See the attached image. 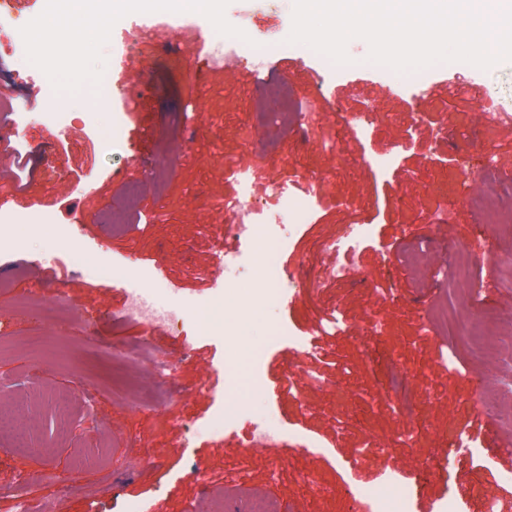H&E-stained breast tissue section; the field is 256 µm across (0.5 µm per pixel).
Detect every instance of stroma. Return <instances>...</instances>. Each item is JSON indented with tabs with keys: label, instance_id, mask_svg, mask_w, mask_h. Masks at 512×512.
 <instances>
[{
	"label": "stroma",
	"instance_id": "obj_1",
	"mask_svg": "<svg viewBox=\"0 0 512 512\" xmlns=\"http://www.w3.org/2000/svg\"><path fill=\"white\" fill-rule=\"evenodd\" d=\"M216 8L241 57L230 69L212 63L213 40L194 48L181 38L184 26L207 31L202 11L145 10L166 29L175 65L121 39L78 57L72 31L62 30L58 68L110 91L106 125L117 136L109 147L102 135L62 137L43 124L14 135V112L53 110L58 89L18 78L8 47L19 36L0 31V197L12 213L42 219L0 226V405L28 399L21 416L34 441L20 453L0 438V512H13L7 491L22 477L29 497L56 501L59 512H210L219 496L231 512H248L256 495L276 512H346L349 488L376 486L388 473L414 483L427 458L437 467L412 512H439L451 497L462 512L512 499V127L486 114L473 122L468 93L476 86L493 101L512 99V61L489 70L447 63L418 77L337 69L288 43V0ZM443 78L449 91L431 92ZM270 79L312 102L305 134L271 121L256 127ZM466 151L488 168L461 198L455 159ZM310 174L322 184L309 187ZM273 180L313 201L281 265L320 274L321 244L345 224L372 225L373 237L351 281L289 290L228 333L224 301L262 286L267 250L226 240L234 216L224 203L248 190L280 210L267 190ZM442 202L448 227L436 223ZM119 208L137 221L125 233L106 222ZM477 232L495 256L469 260L471 277L489 283L473 295L442 270ZM222 248L238 250L239 278L217 267ZM378 284L387 293H376ZM133 290L158 310L183 309L182 324L128 319ZM32 291L46 311L66 297L69 320L46 323L21 307ZM201 305L215 317L203 331L193 321ZM482 315L497 341L490 355L456 339L461 321ZM329 317L337 333L321 331ZM259 344L262 380L228 401L230 362ZM115 352L155 401L113 385ZM159 357L176 362L174 382L156 375ZM398 368L400 394L390 388ZM305 370L326 387L289 389L286 377ZM17 379L25 388L10 389ZM478 393L500 400L501 412L477 419ZM268 418L283 446L242 445L251 423ZM451 431L470 446L466 463L445 454ZM299 438L305 448H295ZM368 443L383 449L372 461L359 453ZM149 456L155 465H144Z\"/></svg>",
	"mask_w": 512,
	"mask_h": 512
}]
</instances>
